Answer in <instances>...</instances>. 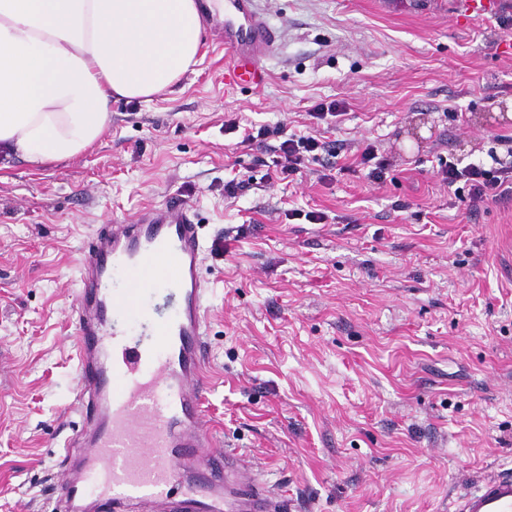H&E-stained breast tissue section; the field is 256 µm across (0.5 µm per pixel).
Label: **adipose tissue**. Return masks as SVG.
I'll use <instances>...</instances> for the list:
<instances>
[{"mask_svg": "<svg viewBox=\"0 0 512 512\" xmlns=\"http://www.w3.org/2000/svg\"><path fill=\"white\" fill-rule=\"evenodd\" d=\"M224 0H0V157L79 156L119 98L150 99L197 65Z\"/></svg>", "mask_w": 512, "mask_h": 512, "instance_id": "adipose-tissue-1", "label": "adipose tissue"}]
</instances>
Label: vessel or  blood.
Wrapping results in <instances>:
<instances>
[{
  "instance_id": "b4317fda",
  "label": "vessel or blood",
  "mask_w": 512,
  "mask_h": 512,
  "mask_svg": "<svg viewBox=\"0 0 512 512\" xmlns=\"http://www.w3.org/2000/svg\"><path fill=\"white\" fill-rule=\"evenodd\" d=\"M502 0H455L464 17L491 16ZM277 31L257 0H225L228 83L263 87V57ZM200 227L171 208L132 224L106 225L84 247L75 308L85 425L72 467L56 486L57 512H287L279 494L244 480L245 460L214 446L204 409V318ZM176 296L173 314L153 313L146 291ZM141 323L146 342L128 344L123 324ZM457 512H512V471L463 498Z\"/></svg>"
}]
</instances>
